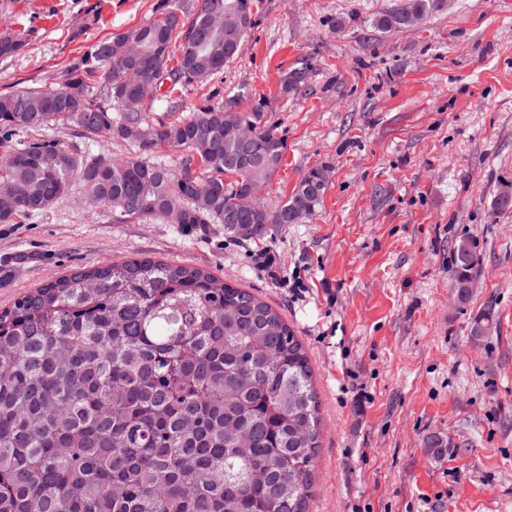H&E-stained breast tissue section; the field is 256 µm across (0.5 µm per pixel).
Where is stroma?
I'll return each instance as SVG.
<instances>
[{
  "instance_id": "stroma-1",
  "label": "stroma",
  "mask_w": 512,
  "mask_h": 512,
  "mask_svg": "<svg viewBox=\"0 0 512 512\" xmlns=\"http://www.w3.org/2000/svg\"><path fill=\"white\" fill-rule=\"evenodd\" d=\"M157 0H0L23 37L0 57V95L63 83L90 46L149 22ZM396 0H253L254 24L223 72L165 93L185 113L242 94L266 100L283 162L261 197L284 202L311 168L316 214L261 239L220 224H116L80 185L0 224V310L58 276L148 257L206 269L281 309L314 370L323 420L309 512H512V0H448L403 31ZM305 69L299 88L288 74ZM478 244L460 302L452 257ZM280 269L260 266L264 252ZM492 310L481 336L475 318Z\"/></svg>"
}]
</instances>
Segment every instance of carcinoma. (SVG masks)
<instances>
[{
    "label": "carcinoma",
    "mask_w": 512,
    "mask_h": 512,
    "mask_svg": "<svg viewBox=\"0 0 512 512\" xmlns=\"http://www.w3.org/2000/svg\"><path fill=\"white\" fill-rule=\"evenodd\" d=\"M252 0H159L148 23L94 43L59 87L0 95V180L22 202L17 224L79 183L112 222L166 218L261 238L300 224L323 203L324 168L308 170L270 208L260 192L286 144L265 103L242 95L151 124L142 105L156 80L201 81L224 70L253 25ZM446 0H408L384 31L409 29ZM224 10V34H207ZM4 27L0 57L19 54ZM176 61V66L168 62ZM102 82L105 97L91 91ZM249 133L252 156L224 127ZM70 126L129 142L135 156H90L41 136ZM27 133L23 141L13 139ZM209 144L173 173L150 161L168 143ZM476 261L463 238L452 272L461 301ZM322 418L313 370L279 309L207 270L150 258L104 260L24 294L0 312V512H306Z\"/></svg>",
    "instance_id": "carcinoma-1"
}]
</instances>
